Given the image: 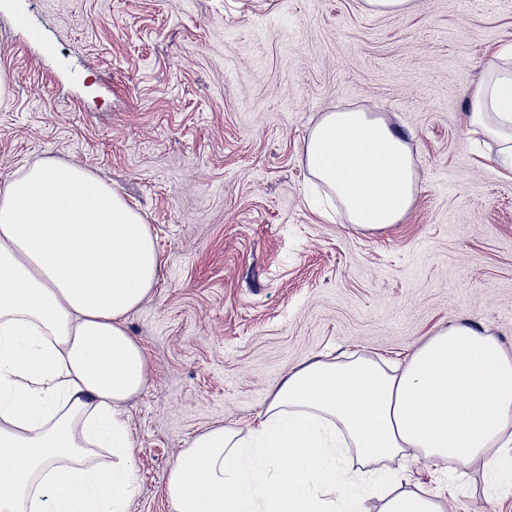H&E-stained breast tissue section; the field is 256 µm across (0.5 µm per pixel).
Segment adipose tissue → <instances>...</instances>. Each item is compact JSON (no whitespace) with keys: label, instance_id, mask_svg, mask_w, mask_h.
<instances>
[{"label":"adipose tissue","instance_id":"obj_1","mask_svg":"<svg viewBox=\"0 0 512 512\" xmlns=\"http://www.w3.org/2000/svg\"><path fill=\"white\" fill-rule=\"evenodd\" d=\"M466 97L469 133L512 168V67ZM303 157L355 228H392L414 208L421 174L381 114L322 113ZM159 267L143 217L80 165L40 161L0 188V512H127L126 404L148 364L125 317ZM347 450L376 465L381 486L404 480L397 464L411 454L464 467L482 457L511 485L512 353L454 324L402 364L312 361L282 378L248 434L216 424L194 438L165 494L172 512H335L354 499Z\"/></svg>","mask_w":512,"mask_h":512}]
</instances>
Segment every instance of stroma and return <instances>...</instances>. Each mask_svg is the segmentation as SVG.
Wrapping results in <instances>:
<instances>
[{"mask_svg": "<svg viewBox=\"0 0 512 512\" xmlns=\"http://www.w3.org/2000/svg\"><path fill=\"white\" fill-rule=\"evenodd\" d=\"M512 48V0H0V185L81 163L150 226L160 271L126 327L149 364L128 405L135 495L170 512L168 472L207 427L257 421L289 369L344 353L404 359L462 321L512 351V173L472 142L465 91ZM409 134L421 175L401 224L324 215L304 140L339 107ZM450 512L512 495L409 464ZM413 0H363L364 9L372 14L401 15L412 10Z\"/></svg>", "mask_w": 512, "mask_h": 512, "instance_id": "stroma-1", "label": "stroma"}]
</instances>
